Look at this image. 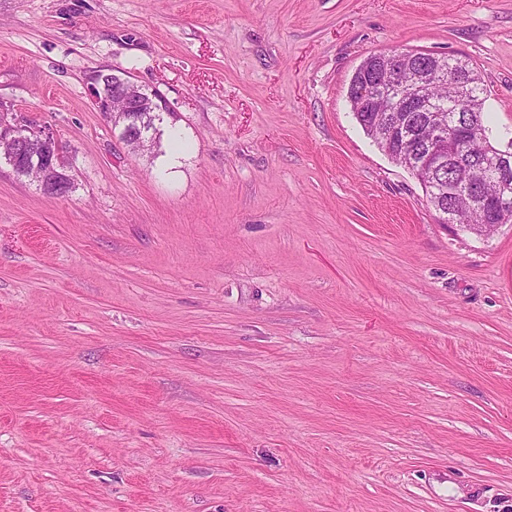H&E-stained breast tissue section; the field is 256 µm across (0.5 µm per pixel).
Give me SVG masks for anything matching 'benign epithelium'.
Instances as JSON below:
<instances>
[{"label": "benign epithelium", "mask_w": 512, "mask_h": 512, "mask_svg": "<svg viewBox=\"0 0 512 512\" xmlns=\"http://www.w3.org/2000/svg\"><path fill=\"white\" fill-rule=\"evenodd\" d=\"M404 54V50L372 54L356 68L349 81L347 98L360 99L364 107L355 111V115L361 123L370 124L371 104L381 95L392 97L402 112L411 109L428 113L434 130L428 152L417 162L413 155L401 153L397 157L399 164L414 169L420 176L427 167L441 171L452 165L461 184L468 187L464 199L472 206L486 208L491 204L496 210L507 207L512 196L505 194L494 201L484 198L471 181V169L453 152L448 126L459 127L460 114L449 113L425 94H416L402 86L400 61ZM413 55L418 61V86H423L433 72L444 81L464 83L465 70L455 65L443 67V56L423 51H415ZM91 98L97 110L110 117L113 128L125 131L122 141L133 152L155 149L159 130L141 124L140 113L166 111V103L160 94L147 93L125 73H110L98 76L91 89ZM0 160L25 177L36 175L35 182L47 196L65 195L73 189L71 166L54 132L46 126L29 122L23 113L5 102L0 103ZM479 170L497 177L506 187L511 185L512 153L505 151L485 155L479 162ZM447 195L448 189L438 184L431 189L428 198V203L444 222L450 217Z\"/></svg>", "instance_id": "7a95c632"}]
</instances>
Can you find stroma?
I'll list each match as a JSON object with an SVG mask.
<instances>
[{
    "mask_svg": "<svg viewBox=\"0 0 512 512\" xmlns=\"http://www.w3.org/2000/svg\"><path fill=\"white\" fill-rule=\"evenodd\" d=\"M470 58L512 147V0H0V512H512V224L443 223L357 124L370 54ZM168 108L136 154L91 102ZM93 105L112 120L114 129L125 130L121 139L135 153L153 151L157 145L159 130L147 126L160 121V115L150 112H166V103L159 93H147L125 73H110L99 75L96 84L91 89ZM124 101V108L115 112L112 109V99ZM0 102V160L22 176L37 174L34 181L44 195L56 197L71 192V166L54 132L28 122L14 106Z\"/></svg>",
    "mask_w": 512,
    "mask_h": 512,
    "instance_id": "1",
    "label": "stroma"
}]
</instances>
